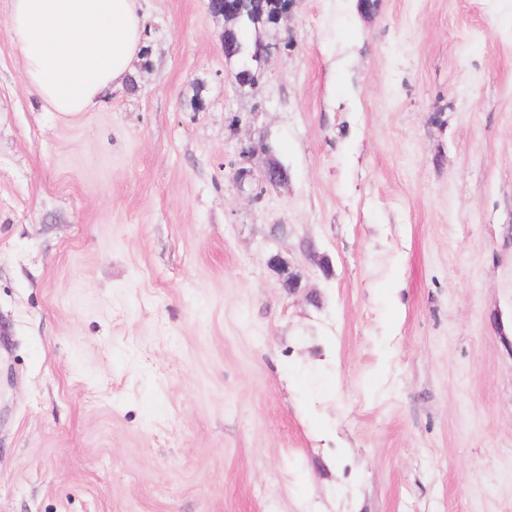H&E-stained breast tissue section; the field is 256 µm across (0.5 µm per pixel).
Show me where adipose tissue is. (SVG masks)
<instances>
[{
    "label": "adipose tissue",
    "mask_w": 512,
    "mask_h": 512,
    "mask_svg": "<svg viewBox=\"0 0 512 512\" xmlns=\"http://www.w3.org/2000/svg\"><path fill=\"white\" fill-rule=\"evenodd\" d=\"M10 33L43 108L106 106L143 47L138 0H10Z\"/></svg>",
    "instance_id": "adipose-tissue-1"
}]
</instances>
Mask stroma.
Returning <instances> with one entry per match:
<instances>
[{
  "label": "stroma",
  "mask_w": 512,
  "mask_h": 512,
  "mask_svg": "<svg viewBox=\"0 0 512 512\" xmlns=\"http://www.w3.org/2000/svg\"><path fill=\"white\" fill-rule=\"evenodd\" d=\"M208 3L65 115L0 0V512H512V0ZM230 6L211 10L215 16H222L224 20L234 21L238 24L243 12L249 13L257 22L271 23L270 9L273 4L265 0H229ZM264 150L270 157L259 176L255 175L251 167L244 166L253 157L256 147L252 144L243 145L239 152L243 166L235 172V183L241 193H246L248 190L247 194L254 199H259L267 187L282 186L288 181V172L279 161L271 157V147L265 146Z\"/></svg>",
  "instance_id": "stroma-1"
}]
</instances>
